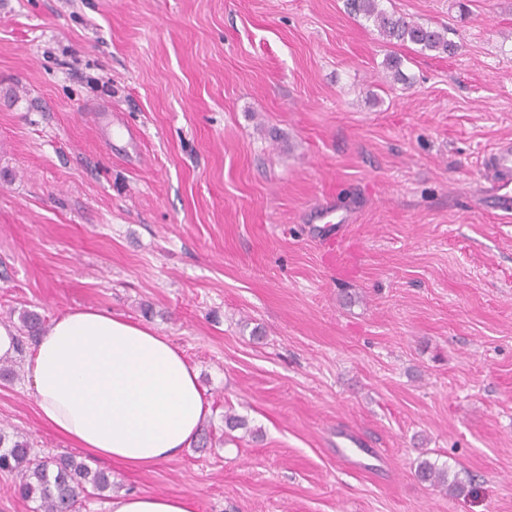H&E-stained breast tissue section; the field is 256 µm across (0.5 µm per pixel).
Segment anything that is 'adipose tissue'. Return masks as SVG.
I'll return each mask as SVG.
<instances>
[{
    "label": "adipose tissue",
    "mask_w": 512,
    "mask_h": 512,
    "mask_svg": "<svg viewBox=\"0 0 512 512\" xmlns=\"http://www.w3.org/2000/svg\"><path fill=\"white\" fill-rule=\"evenodd\" d=\"M25 371L46 423L133 470L178 458L211 413L195 369L166 336L91 307L54 317ZM109 512H196V504L183 495L122 492Z\"/></svg>",
    "instance_id": "adipose-tissue-1"
}]
</instances>
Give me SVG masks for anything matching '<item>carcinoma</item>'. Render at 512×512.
Masks as SVG:
<instances>
[{
  "label": "carcinoma",
  "mask_w": 512,
  "mask_h": 512,
  "mask_svg": "<svg viewBox=\"0 0 512 512\" xmlns=\"http://www.w3.org/2000/svg\"><path fill=\"white\" fill-rule=\"evenodd\" d=\"M380 2L381 0H346V7L350 13L370 21L389 44H411L422 51L437 54L454 52L455 45L448 41L445 32L390 13L381 7ZM384 66L392 81H405L401 58L389 54ZM19 322L18 331L31 339L36 338L45 328L44 319L34 312H23ZM0 471L16 473L19 482L15 490L22 499L37 503L34 512H75L79 499L97 497L106 491H112V481L105 472L92 469L74 455H34L29 441L11 442L2 430ZM417 477L420 481L447 492L462 490L457 480H449L448 467L427 460L420 462Z\"/></svg>",
  "instance_id": "cac0c4a2"
}]
</instances>
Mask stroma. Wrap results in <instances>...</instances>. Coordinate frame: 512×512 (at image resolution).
I'll use <instances>...</instances> for the list:
<instances>
[{"label": "stroma", "instance_id": "obj_1", "mask_svg": "<svg viewBox=\"0 0 512 512\" xmlns=\"http://www.w3.org/2000/svg\"><path fill=\"white\" fill-rule=\"evenodd\" d=\"M382 6L454 53L388 45L345 0H0V323L147 321L195 366L212 444L86 455L22 374L1 428L196 512H512V216L478 191L512 141V0ZM94 105L128 135L98 138ZM417 477L421 482L430 486L441 488L446 493H455L462 490L460 484L455 478L449 482V473L447 466H438L430 461H421L417 469Z\"/></svg>", "mask_w": 512, "mask_h": 512}]
</instances>
